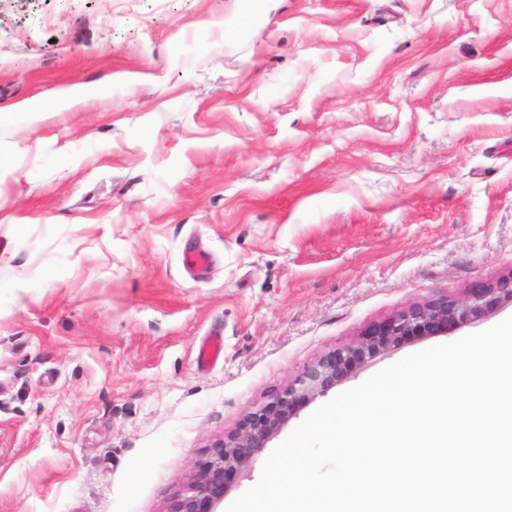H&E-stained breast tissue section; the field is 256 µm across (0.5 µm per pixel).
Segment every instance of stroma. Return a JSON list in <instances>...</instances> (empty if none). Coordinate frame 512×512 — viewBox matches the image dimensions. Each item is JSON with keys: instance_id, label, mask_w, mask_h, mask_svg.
I'll return each mask as SVG.
<instances>
[{"instance_id": "obj_1", "label": "stroma", "mask_w": 512, "mask_h": 512, "mask_svg": "<svg viewBox=\"0 0 512 512\" xmlns=\"http://www.w3.org/2000/svg\"><path fill=\"white\" fill-rule=\"evenodd\" d=\"M1 112L0 512H166L321 354L512 270V0H0Z\"/></svg>"}]
</instances>
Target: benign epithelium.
<instances>
[{"mask_svg":"<svg viewBox=\"0 0 512 512\" xmlns=\"http://www.w3.org/2000/svg\"><path fill=\"white\" fill-rule=\"evenodd\" d=\"M512 307V271L460 296L434 295L413 302L365 328L356 339L320 356L261 406L246 412L211 451L165 512H218L226 475L246 476L258 455L298 412L380 355L415 337L447 334Z\"/></svg>","mask_w":512,"mask_h":512,"instance_id":"benign-epithelium-1","label":"benign epithelium"}]
</instances>
